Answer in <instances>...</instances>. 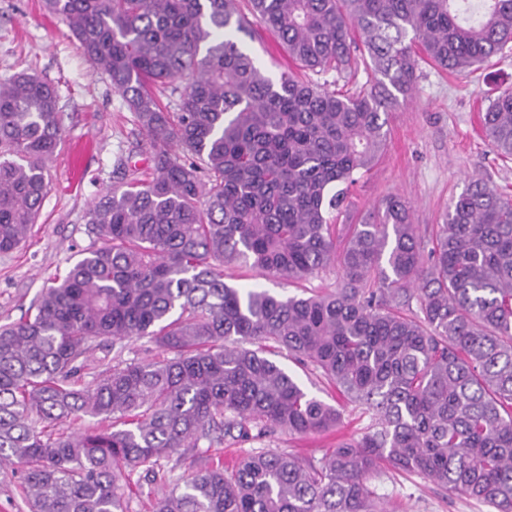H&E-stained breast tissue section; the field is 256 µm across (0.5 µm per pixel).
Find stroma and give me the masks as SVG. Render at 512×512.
<instances>
[{
    "label": "stroma",
    "mask_w": 512,
    "mask_h": 512,
    "mask_svg": "<svg viewBox=\"0 0 512 512\" xmlns=\"http://www.w3.org/2000/svg\"><path fill=\"white\" fill-rule=\"evenodd\" d=\"M244 46L269 75L276 77L288 70V56L274 35L255 32L245 38ZM27 67L57 88L64 138L88 140L92 151L85 175L77 184L70 178L63 154H56L48 164V193L38 223L21 247L0 252V325L24 315L49 279L64 274L81 252L92 246L85 213L102 193L125 182V166L142 171L150 166V153L136 130L132 112L109 80L85 59L62 19L45 11L41 0H0V79ZM417 75L412 98L388 117L386 151L350 192L351 222H359L387 195L398 194L410 202L414 223L423 227L441 223L450 201L464 191L472 175L488 178L512 195V160L502 159L494 151L478 117L489 99L512 88V48L472 73L451 76L423 63ZM336 277L335 268L329 267L300 288L255 270L237 268L230 271L227 282L239 288H266L287 297L302 290H332ZM159 354V348L145 338L97 347L90 351L86 367L74 381L78 387H90L118 362ZM276 359L310 394L341 406L342 433L358 436L372 424L371 413L343 402L319 371L301 366L284 352ZM338 436L301 437L275 431L246 442L228 438L213 448L195 449L181 461H162L161 480L133 488L127 510L152 512L155 497L166 489L165 474L179 476L204 467L215 455L231 459L273 449L317 460L334 448ZM370 488L388 512H488L476 500L448 493L427 479L386 464L371 479Z\"/></svg>",
    "instance_id": "35a3bbf8"
}]
</instances>
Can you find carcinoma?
<instances>
[{
	"mask_svg": "<svg viewBox=\"0 0 512 512\" xmlns=\"http://www.w3.org/2000/svg\"><path fill=\"white\" fill-rule=\"evenodd\" d=\"M112 84L151 149L152 173L85 215L95 244L0 326V460L25 465L30 512H126V470L251 426L315 435L340 407L307 393L267 344L321 370L375 426L319 461L248 454L168 480L154 512H387L380 465L512 512V196L474 177L432 246L391 195L334 223L387 146V116L420 62L450 74L512 44V0H43ZM284 45L273 79L239 43ZM368 73L352 93L315 77ZM512 159V91L481 113ZM56 88L24 68L0 80V252L36 223L61 143ZM336 288L246 292L245 267ZM417 311L410 314L411 301ZM148 338L162 356L71 377L93 343ZM100 418L83 431L59 426ZM43 426H37V423ZM229 277H224V280L238 288H266L271 292L287 296H309L313 292L329 291L336 288V267H329L321 270L309 282L305 284V288H298L294 284L275 279L272 277L263 276L256 270L248 268H236L233 271L227 272ZM306 289V291H305Z\"/></svg>",
	"mask_w": 512,
	"mask_h": 512,
	"instance_id": "obj_1",
	"label": "carcinoma"
}]
</instances>
